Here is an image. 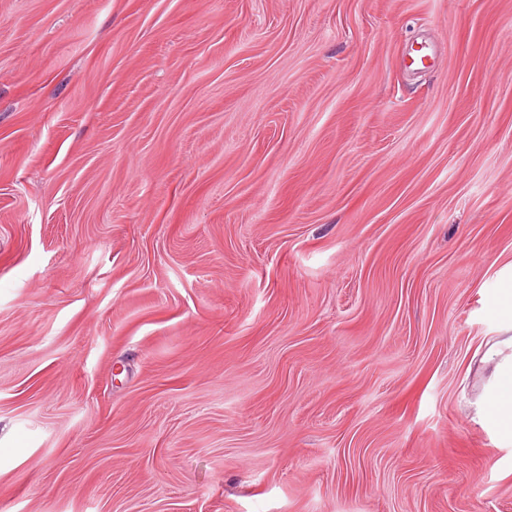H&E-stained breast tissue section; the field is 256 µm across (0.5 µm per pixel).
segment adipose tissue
<instances>
[{
	"instance_id": "obj_1",
	"label": "adipose tissue",
	"mask_w": 512,
	"mask_h": 512,
	"mask_svg": "<svg viewBox=\"0 0 512 512\" xmlns=\"http://www.w3.org/2000/svg\"><path fill=\"white\" fill-rule=\"evenodd\" d=\"M490 308L508 337L486 351L483 362L494 367L493 384L484 400L487 415L501 434L512 441V277L501 278Z\"/></svg>"
}]
</instances>
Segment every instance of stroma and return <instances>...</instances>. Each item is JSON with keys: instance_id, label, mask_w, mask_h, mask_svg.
Wrapping results in <instances>:
<instances>
[{"instance_id": "1", "label": "stroma", "mask_w": 512, "mask_h": 512, "mask_svg": "<svg viewBox=\"0 0 512 512\" xmlns=\"http://www.w3.org/2000/svg\"><path fill=\"white\" fill-rule=\"evenodd\" d=\"M512 0H0V512H512ZM490 308L496 315V321L506 333L512 332V277L500 279L495 294L490 300ZM506 347L508 355L499 357ZM484 364H494V380L484 400L487 415L501 434L512 441V336L488 348L482 359Z\"/></svg>"}]
</instances>
